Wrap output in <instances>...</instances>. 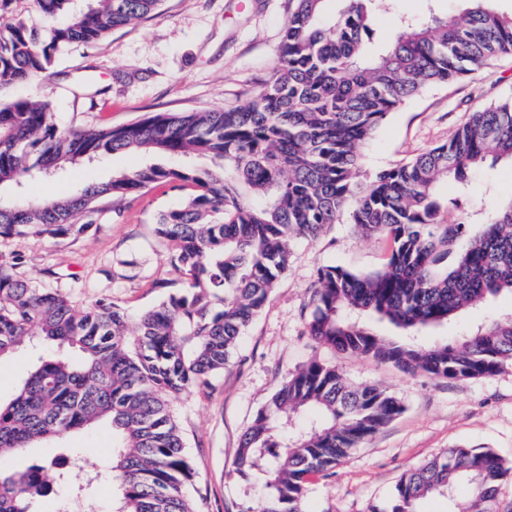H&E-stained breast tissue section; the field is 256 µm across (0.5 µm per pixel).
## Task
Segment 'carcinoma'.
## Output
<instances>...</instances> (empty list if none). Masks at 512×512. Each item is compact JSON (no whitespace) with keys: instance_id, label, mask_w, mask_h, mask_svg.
<instances>
[{"instance_id":"obj_1","label":"carcinoma","mask_w":512,"mask_h":512,"mask_svg":"<svg viewBox=\"0 0 512 512\" xmlns=\"http://www.w3.org/2000/svg\"><path fill=\"white\" fill-rule=\"evenodd\" d=\"M44 33L0 0V88L31 80L74 46L154 13L161 0H30ZM271 75L243 107L159 112L139 122L64 131L47 101L0 104V191L14 190L79 160L138 152L198 159L147 162L50 201L0 205V238L76 241L90 225L76 217L104 195L134 200L153 188L193 193L161 212L155 236L170 243L177 275L157 283L162 301L131 319L105 299L73 305L59 290L15 274L18 253L0 256V358L25 344L57 347L40 357L17 394L0 403V456L63 441L99 422L112 427V460L83 471L81 449L21 470L0 469V512H35L55 484L56 512H96L94 490L112 484L113 512H196L193 468L172 401L208 388L244 329L287 271L288 241L351 224L391 243L370 272L318 270L307 322L316 342L405 373L450 381L491 378L512 366V315L424 343L426 330L501 295L512 296V198L492 201L477 223L451 221L456 191L486 163H512V98L473 112L448 141L391 168L369 172L362 150L387 115L433 85L491 72L512 55V11L495 0L444 17H402L393 40L368 49L387 0H292ZM377 323L402 331L379 334ZM79 354L73 361L70 353ZM404 410L375 384H353L336 365L304 364L258 411L242 435L236 472L264 496L262 512H305L308 479L324 475ZM512 462L490 448H450L404 472L370 512H424L443 497L448 512H495Z\"/></svg>"}]
</instances>
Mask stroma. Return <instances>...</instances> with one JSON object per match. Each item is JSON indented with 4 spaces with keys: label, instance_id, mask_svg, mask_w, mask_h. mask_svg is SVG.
Instances as JSON below:
<instances>
[{
    "label": "stroma",
    "instance_id": "stroma-1",
    "mask_svg": "<svg viewBox=\"0 0 512 512\" xmlns=\"http://www.w3.org/2000/svg\"><path fill=\"white\" fill-rule=\"evenodd\" d=\"M460 0H390L374 26L372 43L384 47L399 17L453 13ZM289 0H162L157 14L112 31L103 41L59 56L48 75L0 89V102L47 100L57 125L68 131L125 125L156 112H195L245 104L270 74L279 53ZM512 98V57L501 59L479 82L467 79L426 89L390 113L363 151L366 170L403 163L447 140L477 106ZM127 153L66 168L48 180L26 183L17 197L50 200L108 181L145 163ZM186 187L150 190L134 201L100 198L78 217L89 232L77 241L0 239V254L22 253L19 276L67 294L79 306L106 298L139 316L159 302L156 281L172 278L166 242L154 234L159 214L184 201ZM512 197V166L476 172L467 191L465 218L480 204ZM287 272L246 328L224 371L206 389L179 395L173 409L185 432L195 476L190 489L197 512H261L263 496L235 472L240 439L271 394L310 359L338 365L353 383H375L400 398L403 413L369 438L325 477L311 482L307 512H369L393 490L402 473L448 449L475 445L512 460V368L487 379L454 382L409 375L316 344L306 332L319 268L356 272L380 267L388 244L352 225L331 224L316 239L292 238ZM512 313L503 295L460 321L433 330L447 340L477 323ZM42 344L10 355L0 368V401H9ZM87 449V469L112 455V429L102 423L74 435Z\"/></svg>",
    "mask_w": 512,
    "mask_h": 512
}]
</instances>
